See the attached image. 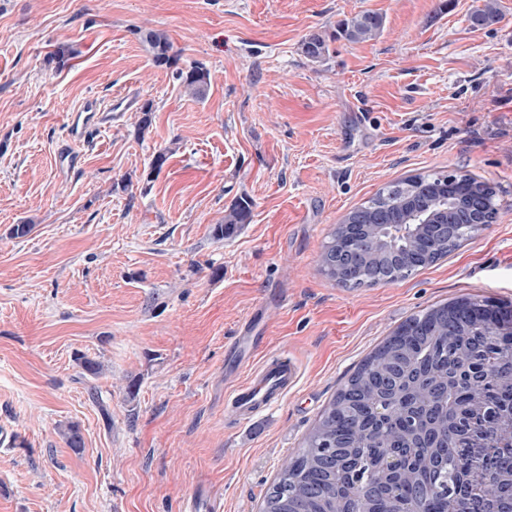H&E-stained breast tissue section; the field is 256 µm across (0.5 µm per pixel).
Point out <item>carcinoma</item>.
Listing matches in <instances>:
<instances>
[{
	"label": "carcinoma",
	"instance_id": "1",
	"mask_svg": "<svg viewBox=\"0 0 512 512\" xmlns=\"http://www.w3.org/2000/svg\"><path fill=\"white\" fill-rule=\"evenodd\" d=\"M476 27H486L499 20L496 0H484L481 8L470 17ZM383 25L382 18L371 12H364L338 23L342 36L351 42H361L377 36ZM140 39L151 52L152 63L157 68L173 69L174 78L184 91L194 98L206 95L209 85L208 71L201 65L189 68L177 67V56L172 53V45L159 30H137ZM302 54L312 60H323L329 47L319 33L309 35L301 47ZM443 175H416L391 185L368 204L357 207L348 217L360 222L375 224L382 214L397 219L407 216L409 204L416 199L417 190L423 186L437 188L425 198L431 209L448 206V196L439 190L444 185ZM250 203L237 200L227 209L224 220L215 226L217 238L231 237L249 222ZM409 233L397 226L387 229L379 237L377 245L393 251L407 247ZM398 281L403 279L401 268L394 265L385 267L364 264L347 272L346 286H375L380 275ZM413 324L439 331L434 336H403L401 340L412 343L408 360L433 374L456 368L462 361L461 344L445 336L447 326L434 320V309L422 311L402 323L394 331L398 335ZM487 353L484 367L491 376L503 375L512 363V335L487 336ZM384 372L394 370V362L387 359L382 348H377L364 362ZM348 393L340 392L324 409L318 424L305 441V446L285 463L272 489L266 494L261 512H342L341 503L351 501L356 482L363 480L371 467L377 465L389 449L381 443L364 437L374 418V400L371 390L358 384L356 377L350 379ZM475 390L462 380L448 388V403L457 406L467 404ZM343 448L336 449V444ZM467 447L462 439H451L448 447L435 451L431 448L415 450V460L411 465L399 461L397 466L379 469L376 477L390 487H401L399 496L390 498H368L358 503L362 512H461L462 500L445 494L441 487L458 479L464 473L469 480L464 483L466 495L488 496L502 477L504 471L512 467V439L505 438L502 445L494 448V463H489V452L485 449L465 454Z\"/></svg>",
	"mask_w": 512,
	"mask_h": 512
}]
</instances>
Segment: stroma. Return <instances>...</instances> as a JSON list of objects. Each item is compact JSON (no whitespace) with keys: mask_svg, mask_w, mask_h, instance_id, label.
<instances>
[{"mask_svg":"<svg viewBox=\"0 0 512 512\" xmlns=\"http://www.w3.org/2000/svg\"><path fill=\"white\" fill-rule=\"evenodd\" d=\"M482 4L0 0V512H260L399 324L464 298L512 306V0L472 26ZM363 12L383 18L375 39L337 36ZM140 28L204 66V99L153 65ZM314 32L321 62L301 53ZM61 44L72 57L47 67ZM126 92L130 109L60 165L71 109ZM434 172L494 186L495 221L398 282L348 289L321 270L351 210ZM238 198L249 224L216 238ZM16 224L30 233L11 238ZM273 355L296 384L240 421L232 389Z\"/></svg>","mask_w":512,"mask_h":512,"instance_id":"stroma-1","label":"stroma"}]
</instances>
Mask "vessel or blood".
<instances>
[{
	"mask_svg": "<svg viewBox=\"0 0 512 512\" xmlns=\"http://www.w3.org/2000/svg\"><path fill=\"white\" fill-rule=\"evenodd\" d=\"M105 110V104L94 98L85 99L74 109L67 129L68 147L60 154L61 162H72L73 147L97 139L107 120ZM292 379L293 371L287 359L270 358L259 374L235 388L232 401L238 417L245 421L254 418L287 391Z\"/></svg>",
	"mask_w": 512,
	"mask_h": 512,
	"instance_id": "b4317fda",
	"label": "vessel or blood"
}]
</instances>
